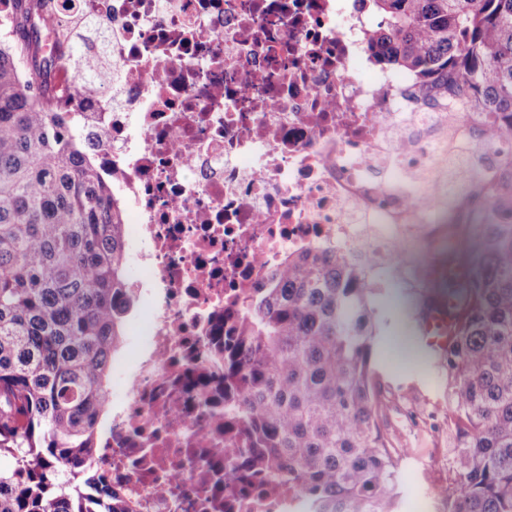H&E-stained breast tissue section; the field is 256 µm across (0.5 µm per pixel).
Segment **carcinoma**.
Segmentation results:
<instances>
[{
	"label": "carcinoma",
	"mask_w": 512,
	"mask_h": 512,
	"mask_svg": "<svg viewBox=\"0 0 512 512\" xmlns=\"http://www.w3.org/2000/svg\"><path fill=\"white\" fill-rule=\"evenodd\" d=\"M36 0H15L32 33ZM369 48L448 107L470 88L512 135V0H368ZM102 39L86 18L70 52ZM71 82L90 90L112 64ZM32 44L0 36V512H137L94 465L112 362L136 302L126 223L81 137L79 113L45 97ZM491 223L474 271L448 277L455 336L443 356L454 448L447 512H512V161L478 190ZM380 321L369 275L345 255L298 252L224 312V436L236 467L296 488L301 512H398V458L372 383ZM246 449L240 454L239 449Z\"/></svg>",
	"instance_id": "cac0c4a2"
}]
</instances>
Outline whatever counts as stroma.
Returning <instances> with one entry per match:
<instances>
[{
	"label": "stroma",
	"mask_w": 512,
	"mask_h": 512,
	"mask_svg": "<svg viewBox=\"0 0 512 512\" xmlns=\"http://www.w3.org/2000/svg\"><path fill=\"white\" fill-rule=\"evenodd\" d=\"M387 322L377 345L375 383L383 408L378 418L391 448L398 450L399 510L426 500L429 512H444L439 494L449 484L452 442L448 438V379L438 355L418 331V309L443 287L439 276L382 270L372 278Z\"/></svg>",
	"instance_id": "35a3bbf8"
}]
</instances>
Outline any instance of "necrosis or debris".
I'll return each mask as SVG.
<instances>
[{
	"instance_id": "obj_1",
	"label": "necrosis or debris",
	"mask_w": 512,
	"mask_h": 512,
	"mask_svg": "<svg viewBox=\"0 0 512 512\" xmlns=\"http://www.w3.org/2000/svg\"><path fill=\"white\" fill-rule=\"evenodd\" d=\"M37 45L69 61L68 29L108 34L111 81L69 99L130 219L157 297L121 358L126 400L100 463L139 512H288L296 492L245 480L224 450V305L292 252L361 268L402 262L477 196L439 175L492 114L438 109L402 70L370 65L361 0H51Z\"/></svg>"
}]
</instances>
